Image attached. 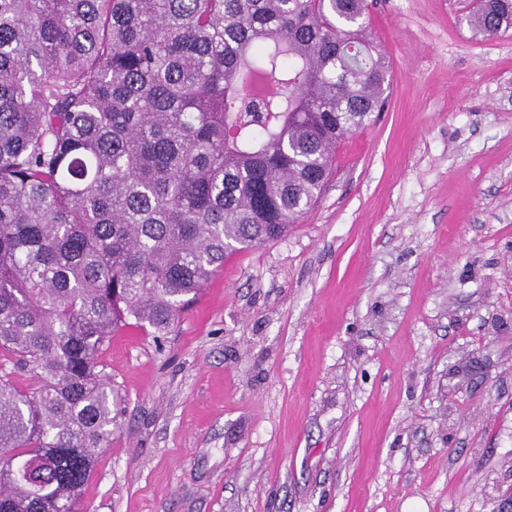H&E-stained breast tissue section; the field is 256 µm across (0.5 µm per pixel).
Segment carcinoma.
<instances>
[{
	"label": "carcinoma",
	"instance_id": "carcinoma-1",
	"mask_svg": "<svg viewBox=\"0 0 512 512\" xmlns=\"http://www.w3.org/2000/svg\"><path fill=\"white\" fill-rule=\"evenodd\" d=\"M476 35L512 0H474ZM367 0H0V512H77L100 355L160 336L238 247L311 209L388 103Z\"/></svg>",
	"mask_w": 512,
	"mask_h": 512
}]
</instances>
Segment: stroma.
Returning <instances> with one entry per match:
<instances>
[{
	"label": "stroma",
	"mask_w": 512,
	"mask_h": 512,
	"mask_svg": "<svg viewBox=\"0 0 512 512\" xmlns=\"http://www.w3.org/2000/svg\"><path fill=\"white\" fill-rule=\"evenodd\" d=\"M369 3L384 114L287 236L113 337L82 512H512V31Z\"/></svg>",
	"instance_id": "stroma-1"
}]
</instances>
